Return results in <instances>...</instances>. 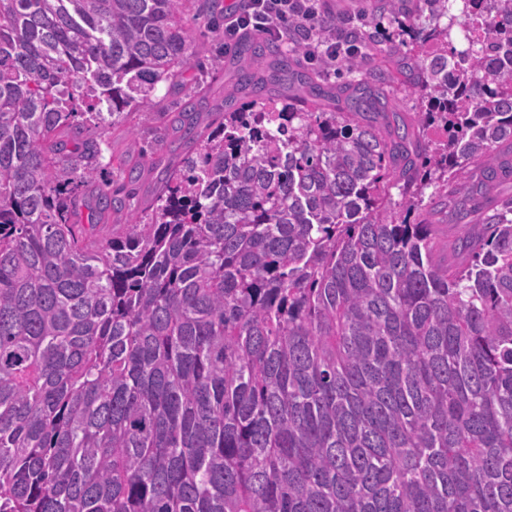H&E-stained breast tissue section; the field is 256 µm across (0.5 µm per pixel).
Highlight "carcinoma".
Listing matches in <instances>:
<instances>
[{
	"label": "carcinoma",
	"mask_w": 512,
	"mask_h": 512,
	"mask_svg": "<svg viewBox=\"0 0 512 512\" xmlns=\"http://www.w3.org/2000/svg\"><path fill=\"white\" fill-rule=\"evenodd\" d=\"M428 2L415 62L337 111L305 75L264 97L290 58L236 42L150 213L91 236L98 139L191 67L195 0H0V512H512V218L469 222L512 174V0H460L463 50ZM358 33L351 73L383 23ZM101 183L100 181L94 182L81 190L74 219L78 224H85L86 228L90 227L89 224H103V219H98L91 206L93 205L92 196L98 191ZM430 219H432V221L435 222V224L441 225L440 226V230H441L440 240H441V243L445 247V250L443 252V257L447 256V258L450 261H456V262L465 260L464 258L454 256L451 251V248H450L452 242L459 234L458 227L455 226L454 224H448V218L446 220V218L444 217V214H433L430 216Z\"/></svg>",
	"instance_id": "obj_1"
}]
</instances>
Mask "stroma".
Returning a JSON list of instances; mask_svg holds the SVG:
<instances>
[{
	"label": "stroma",
	"mask_w": 512,
	"mask_h": 512,
	"mask_svg": "<svg viewBox=\"0 0 512 512\" xmlns=\"http://www.w3.org/2000/svg\"><path fill=\"white\" fill-rule=\"evenodd\" d=\"M184 22L203 65L191 68L175 85L160 84L153 104L135 111L109 136L113 155H129L137 173L128 177L114 164L104 166L103 171L123 185L133 209L142 214L149 213L166 174L191 147L180 126L181 105L193 103L198 128H206L213 113L223 111L224 91L234 78L232 58L225 57L220 70L206 64L207 59L223 52L222 41L213 37L206 21L190 12Z\"/></svg>",
	"instance_id": "35a3bbf8"
}]
</instances>
